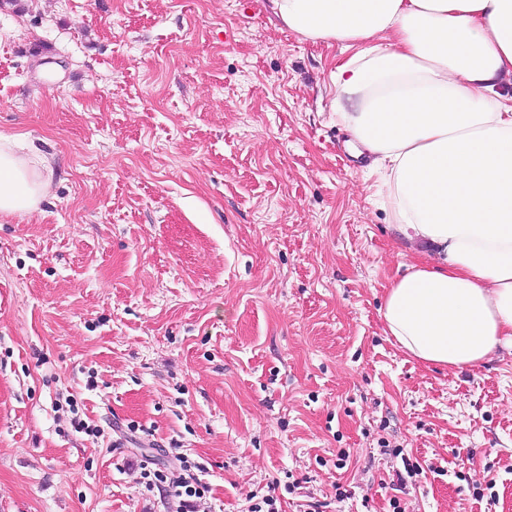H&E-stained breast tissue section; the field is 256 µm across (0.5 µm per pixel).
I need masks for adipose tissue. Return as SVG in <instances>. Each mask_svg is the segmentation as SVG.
I'll use <instances>...</instances> for the list:
<instances>
[{"mask_svg": "<svg viewBox=\"0 0 512 512\" xmlns=\"http://www.w3.org/2000/svg\"><path fill=\"white\" fill-rule=\"evenodd\" d=\"M316 42L354 48L334 77L336 118L384 171L399 235L388 335L427 365L477 368L512 349V0H269ZM35 146L0 137V213L36 210Z\"/></svg>", "mask_w": 512, "mask_h": 512, "instance_id": "ef3b65f1", "label": "adipose tissue"}]
</instances>
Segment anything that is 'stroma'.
<instances>
[{"instance_id": "35a3bbf8", "label": "stroma", "mask_w": 512, "mask_h": 512, "mask_svg": "<svg viewBox=\"0 0 512 512\" xmlns=\"http://www.w3.org/2000/svg\"><path fill=\"white\" fill-rule=\"evenodd\" d=\"M343 58L267 0L0 8V135L49 183L0 214V512H182L186 469L194 512H512V352L388 336L413 247Z\"/></svg>"}]
</instances>
